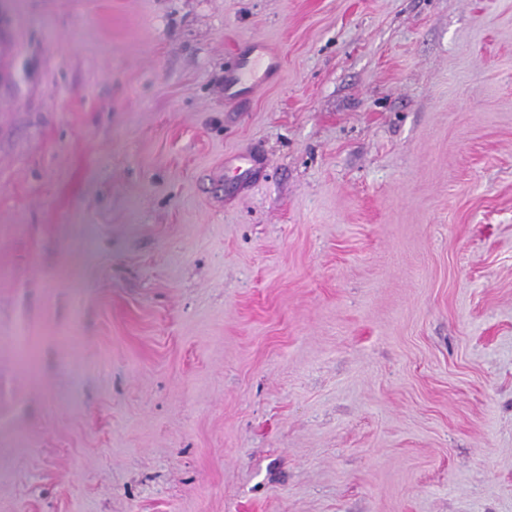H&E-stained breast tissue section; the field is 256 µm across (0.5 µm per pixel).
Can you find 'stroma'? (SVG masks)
Here are the masks:
<instances>
[{"label": "stroma", "instance_id": "stroma-1", "mask_svg": "<svg viewBox=\"0 0 512 512\" xmlns=\"http://www.w3.org/2000/svg\"><path fill=\"white\" fill-rule=\"evenodd\" d=\"M0 29V512H512V0ZM261 57L239 54L237 62L224 71V100L238 101L256 92L263 84L266 73H279L281 61L271 47L259 43Z\"/></svg>", "mask_w": 512, "mask_h": 512}]
</instances>
